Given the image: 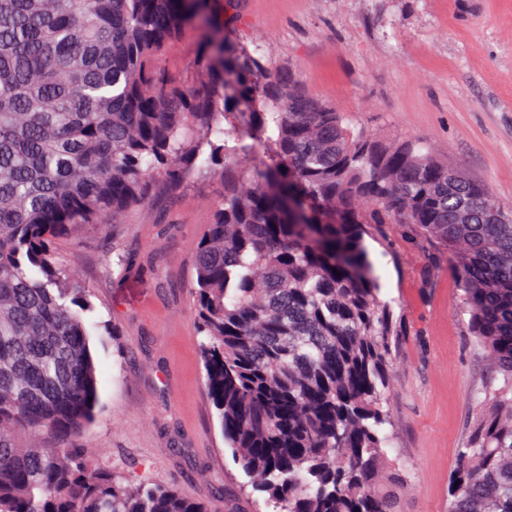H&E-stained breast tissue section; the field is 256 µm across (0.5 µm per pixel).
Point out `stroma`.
Here are the masks:
<instances>
[{
    "label": "stroma",
    "instance_id": "stroma-1",
    "mask_svg": "<svg viewBox=\"0 0 512 512\" xmlns=\"http://www.w3.org/2000/svg\"><path fill=\"white\" fill-rule=\"evenodd\" d=\"M238 13L237 37L271 67L374 132L426 139L512 205V0H238ZM206 31H182L158 70L191 83ZM223 195L221 167L195 172L118 224L60 240L57 253L93 290L88 323L115 328L90 333L99 400L87 445L115 472L173 484L212 512H262L263 494L224 446L193 324V257ZM365 243L381 299L402 316L384 408L405 470L403 510L447 512L491 378L447 250L390 226Z\"/></svg>",
    "mask_w": 512,
    "mask_h": 512
}]
</instances>
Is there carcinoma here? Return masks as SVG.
<instances>
[{"label": "carcinoma", "mask_w": 512, "mask_h": 512, "mask_svg": "<svg viewBox=\"0 0 512 512\" xmlns=\"http://www.w3.org/2000/svg\"><path fill=\"white\" fill-rule=\"evenodd\" d=\"M209 0H0V512H209L76 444L98 401L91 288L56 244L224 167L194 327L224 444L272 512H399L384 409L400 325L364 235L448 250L498 385L448 512H512V209L419 137L387 139L214 27L189 85L156 57ZM260 154L257 164L248 160Z\"/></svg>", "instance_id": "1"}]
</instances>
